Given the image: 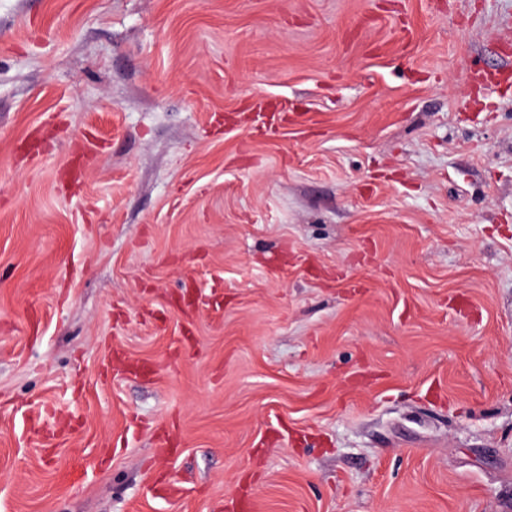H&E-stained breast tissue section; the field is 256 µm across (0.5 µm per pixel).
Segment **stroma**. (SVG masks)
<instances>
[{"label":"stroma","mask_w":512,"mask_h":512,"mask_svg":"<svg viewBox=\"0 0 512 512\" xmlns=\"http://www.w3.org/2000/svg\"><path fill=\"white\" fill-rule=\"evenodd\" d=\"M494 70L512 0H0V512H512Z\"/></svg>","instance_id":"obj_1"}]
</instances>
